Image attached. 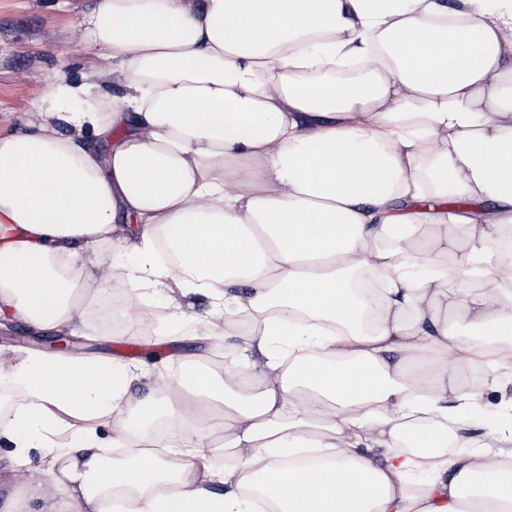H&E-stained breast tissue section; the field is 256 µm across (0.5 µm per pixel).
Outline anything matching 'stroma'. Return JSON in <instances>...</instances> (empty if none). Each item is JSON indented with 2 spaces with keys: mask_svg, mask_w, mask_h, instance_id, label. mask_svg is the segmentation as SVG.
<instances>
[{
  "mask_svg": "<svg viewBox=\"0 0 512 512\" xmlns=\"http://www.w3.org/2000/svg\"><path fill=\"white\" fill-rule=\"evenodd\" d=\"M57 0H0V126L19 130L23 117L33 111L46 91L45 83H20L25 70L56 72L72 78L96 66L95 50L80 43L76 23L93 0H69L67 8ZM114 304L103 313H90L74 328L70 355L77 358H113L128 363L151 360L162 365L167 376L177 375L185 360L201 366L223 363L224 343L211 336L214 321L206 312L209 301L193 296L190 312L199 321L192 336L180 335V324L168 315L167 291L159 288L147 297L130 290L113 291ZM55 332H39L26 324L0 326V352L24 355L32 351L57 352ZM474 415L485 424L512 413V366L501 369L497 382L483 381Z\"/></svg>",
  "mask_w": 512,
  "mask_h": 512,
  "instance_id": "obj_1",
  "label": "stroma"
}]
</instances>
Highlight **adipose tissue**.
I'll use <instances>...</instances> for the list:
<instances>
[{"instance_id":"obj_1","label":"adipose tissue","mask_w":512,"mask_h":512,"mask_svg":"<svg viewBox=\"0 0 512 512\" xmlns=\"http://www.w3.org/2000/svg\"><path fill=\"white\" fill-rule=\"evenodd\" d=\"M78 27L105 68L0 132V324L165 283L230 360L133 400L136 365L0 354L30 395L0 443L54 451L38 512H512V430L458 376L512 362V0H95Z\"/></svg>"}]
</instances>
